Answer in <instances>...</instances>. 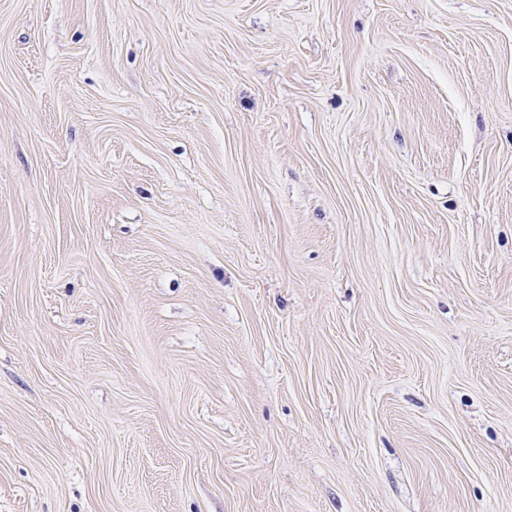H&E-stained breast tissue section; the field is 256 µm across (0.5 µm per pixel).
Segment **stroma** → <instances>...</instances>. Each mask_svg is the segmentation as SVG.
Here are the masks:
<instances>
[{"mask_svg": "<svg viewBox=\"0 0 512 512\" xmlns=\"http://www.w3.org/2000/svg\"><path fill=\"white\" fill-rule=\"evenodd\" d=\"M0 512H512V0H0Z\"/></svg>", "mask_w": 512, "mask_h": 512, "instance_id": "obj_1", "label": "stroma"}]
</instances>
